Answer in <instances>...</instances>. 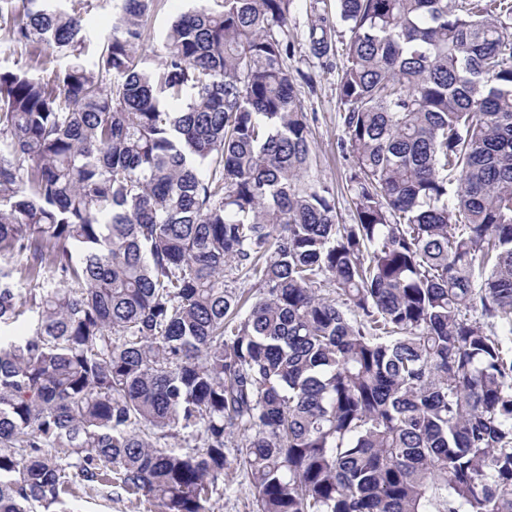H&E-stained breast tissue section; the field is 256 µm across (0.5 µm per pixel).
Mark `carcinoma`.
Here are the masks:
<instances>
[{"instance_id": "1", "label": "carcinoma", "mask_w": 512, "mask_h": 512, "mask_svg": "<svg viewBox=\"0 0 512 512\" xmlns=\"http://www.w3.org/2000/svg\"><path fill=\"white\" fill-rule=\"evenodd\" d=\"M155 2L0 0V512H512V0H338L350 224L292 0ZM211 5L212 2L197 0H157L153 15L145 28L142 50L154 60H159L163 54V37L172 21L182 12L195 5ZM255 495L249 476L234 469L225 470L224 479L219 480L217 493L213 495V501L220 507L215 512H255ZM107 491L86 493L83 490H75L73 495L65 499V507L68 512H158L157 507L129 498L121 491H112L111 499Z\"/></svg>"}]
</instances>
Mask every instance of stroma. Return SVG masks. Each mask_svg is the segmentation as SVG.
<instances>
[{"label": "stroma", "instance_id": "1", "mask_svg": "<svg viewBox=\"0 0 512 512\" xmlns=\"http://www.w3.org/2000/svg\"><path fill=\"white\" fill-rule=\"evenodd\" d=\"M197 0H157L145 28L142 50L153 59L163 54V37L172 21L195 6ZM336 0H293L290 8L288 34L294 42V54L288 61V72L301 92L303 109L310 122L309 142L316 163L314 180L334 187L339 220L352 221V192L348 181L351 158L342 153L340 142L344 127L340 119L338 84L343 65V49L348 32L339 20ZM326 18L334 32L333 54L318 58L311 54L308 33L318 18ZM256 491L245 473L226 470L213 499L220 512H255ZM67 512H158L149 503L129 498L124 493L107 491L88 493L75 491L66 499Z\"/></svg>", "mask_w": 512, "mask_h": 512}]
</instances>
